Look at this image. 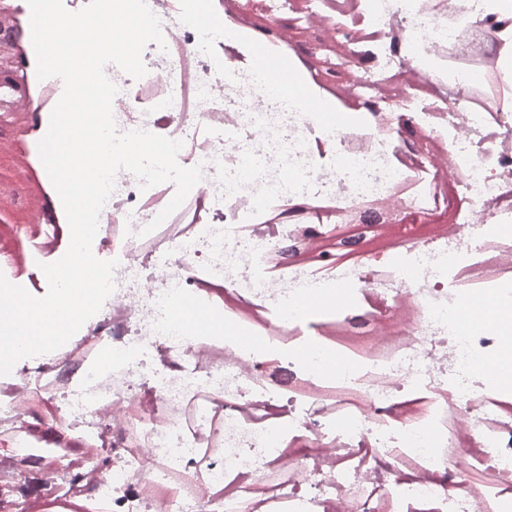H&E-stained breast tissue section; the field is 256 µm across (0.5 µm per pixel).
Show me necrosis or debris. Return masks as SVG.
I'll return each instance as SVG.
<instances>
[{"label": "necrosis or debris", "instance_id": "4bbe7bcc", "mask_svg": "<svg viewBox=\"0 0 512 512\" xmlns=\"http://www.w3.org/2000/svg\"><path fill=\"white\" fill-rule=\"evenodd\" d=\"M148 5L166 46L140 80L107 66L114 119L182 141L204 178L154 229L171 187L117 174L92 245L114 291L0 376V512H512V380L491 367L512 340V0ZM252 17L282 56L295 35L344 45L328 92L347 123L264 95ZM193 19L241 39L211 60ZM369 207L382 224L358 222ZM66 246L62 225H12L0 275ZM287 297L307 309L279 317ZM476 302L501 315L460 337L436 315Z\"/></svg>", "mask_w": 512, "mask_h": 512}]
</instances>
